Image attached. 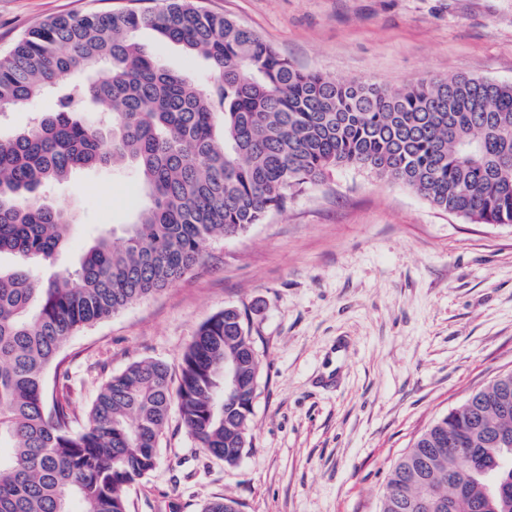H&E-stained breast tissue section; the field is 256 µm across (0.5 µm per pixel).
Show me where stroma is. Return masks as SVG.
<instances>
[{
  "mask_svg": "<svg viewBox=\"0 0 512 512\" xmlns=\"http://www.w3.org/2000/svg\"><path fill=\"white\" fill-rule=\"evenodd\" d=\"M297 67L401 87L423 78L512 82V0H200ZM153 0H0V54L67 13ZM158 61L198 80L207 63L154 32ZM145 200L136 173L75 172L51 195L76 224L47 278L101 233L120 240ZM247 310L262 358L253 446L238 465L198 448L171 417L129 512H378L390 467L426 426L512 372V224H473L409 188L343 168L243 236L208 244L192 273L70 338L50 374L77 415L132 362L179 371L201 324Z\"/></svg>",
  "mask_w": 512,
  "mask_h": 512,
  "instance_id": "stroma-1",
  "label": "stroma"
}]
</instances>
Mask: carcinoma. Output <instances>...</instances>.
<instances>
[{
    "instance_id": "cac0c4a2",
    "label": "carcinoma",
    "mask_w": 512,
    "mask_h": 512,
    "mask_svg": "<svg viewBox=\"0 0 512 512\" xmlns=\"http://www.w3.org/2000/svg\"><path fill=\"white\" fill-rule=\"evenodd\" d=\"M143 29L203 58L214 77L165 68L136 39ZM74 74L86 81L60 82ZM50 91L56 111L0 137V255L13 258L0 266V512H128L174 408L197 447L240 462L262 359L236 307L199 327L178 379L163 362L135 361L81 424L48 374L76 332L161 292L210 241L265 223L333 170L402 184L475 224H512V82L338 80L294 67L232 17L162 0L58 15L0 56V117ZM97 165L134 168L146 203L121 246L101 234L75 269L43 281L32 264L54 259L74 224L48 194ZM226 358L241 370L230 402L217 391ZM202 512L241 510L221 497ZM379 512H512V372L417 436Z\"/></svg>"
}]
</instances>
